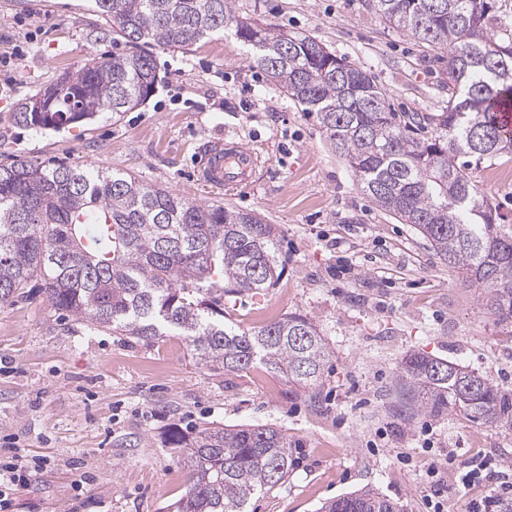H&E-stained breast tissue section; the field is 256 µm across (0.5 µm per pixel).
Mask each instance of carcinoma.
<instances>
[{"mask_svg":"<svg viewBox=\"0 0 512 512\" xmlns=\"http://www.w3.org/2000/svg\"><path fill=\"white\" fill-rule=\"evenodd\" d=\"M497 0H369L391 27L448 65V105L421 116L391 110L360 68L310 35L236 16L232 0H94L132 51L91 59L40 89V112L17 121L59 128L143 104L158 72L144 43L187 50L230 31L294 103L316 113L331 147L377 208L411 224L449 267L481 291L486 309L512 325V228L495 223L471 162L512 155L495 109L512 101V30L488 32ZM275 227L254 211L200 204L111 170L20 162L0 167V303L42 281L48 300L78 322L138 341L176 332L196 357L226 372L259 362L296 387L317 381L328 345L312 320L289 314L258 330L224 326V288L256 293L276 279ZM401 406L451 410L512 427V396L486 376L421 355L395 377ZM189 485L170 512H247L293 465L288 435L268 426L211 424L174 431ZM321 512H400L363 488Z\"/></svg>","mask_w":512,"mask_h":512,"instance_id":"obj_1","label":"carcinoma"}]
</instances>
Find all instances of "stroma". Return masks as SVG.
Listing matches in <instances>:
<instances>
[{
    "mask_svg": "<svg viewBox=\"0 0 512 512\" xmlns=\"http://www.w3.org/2000/svg\"><path fill=\"white\" fill-rule=\"evenodd\" d=\"M367 0H233L236 15L315 37L369 73L398 112L436 113L448 100L440 54L387 26ZM0 166L19 161L109 168L205 204L251 210L276 227L281 276L224 297V323L259 329L289 313L312 319L330 356L299 388L262 364L227 372L200 363L182 336L140 342L72 321L40 282L0 304V463L24 455L37 472L10 492L17 512H167L189 471L170 431L208 422L272 426L292 443L286 481L247 512H317L368 486L403 512H431L432 466L448 512L512 474V428L454 411H399L402 359L419 353L488 376L512 394V326L497 325L411 226L378 209L332 149L315 114L288 100L231 34L187 51L149 44L160 80L119 117L58 129L19 125L18 103L89 58L126 52L93 0H0ZM254 149L253 186L205 187L200 151L214 140ZM481 196L512 225V157L473 166ZM487 464L462 484L465 460Z\"/></svg>",
    "mask_w": 512,
    "mask_h": 512,
    "instance_id": "35a3bbf8",
    "label": "stroma"
}]
</instances>
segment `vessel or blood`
<instances>
[{
    "label": "vessel or blood",
    "instance_id": "obj_1",
    "mask_svg": "<svg viewBox=\"0 0 512 512\" xmlns=\"http://www.w3.org/2000/svg\"><path fill=\"white\" fill-rule=\"evenodd\" d=\"M255 166L256 157L251 149L218 143L205 149L199 173L206 183L233 190L249 182Z\"/></svg>",
    "mask_w": 512,
    "mask_h": 512
}]
</instances>
